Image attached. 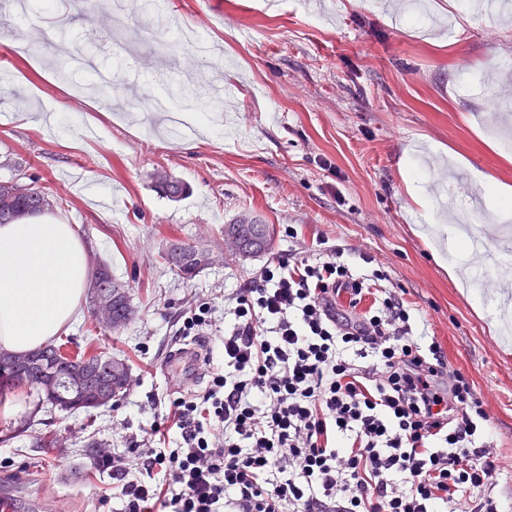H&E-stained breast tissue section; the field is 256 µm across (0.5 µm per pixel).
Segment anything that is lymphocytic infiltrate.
<instances>
[{
	"instance_id": "lymphocytic-infiltrate-1",
	"label": "lymphocytic infiltrate",
	"mask_w": 512,
	"mask_h": 512,
	"mask_svg": "<svg viewBox=\"0 0 512 512\" xmlns=\"http://www.w3.org/2000/svg\"><path fill=\"white\" fill-rule=\"evenodd\" d=\"M383 279L336 247L225 294L224 366L173 401L175 447L96 458L121 512H499L490 414Z\"/></svg>"
}]
</instances>
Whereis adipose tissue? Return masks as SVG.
Segmentation results:
<instances>
[{
    "label": "adipose tissue",
    "instance_id": "ef3b65f1",
    "mask_svg": "<svg viewBox=\"0 0 512 512\" xmlns=\"http://www.w3.org/2000/svg\"><path fill=\"white\" fill-rule=\"evenodd\" d=\"M91 277L72 225L35 215L0 224V347L48 344L75 317Z\"/></svg>",
    "mask_w": 512,
    "mask_h": 512
}]
</instances>
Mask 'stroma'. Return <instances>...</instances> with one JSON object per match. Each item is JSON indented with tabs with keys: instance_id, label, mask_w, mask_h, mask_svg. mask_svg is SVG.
<instances>
[{
	"instance_id": "obj_1",
	"label": "stroma",
	"mask_w": 512,
	"mask_h": 512,
	"mask_svg": "<svg viewBox=\"0 0 512 512\" xmlns=\"http://www.w3.org/2000/svg\"><path fill=\"white\" fill-rule=\"evenodd\" d=\"M0 0V68L13 88L0 92V181L42 190L49 216L75 225L88 258L106 262L136 311L120 332L97 327L90 308L65 326L85 355L124 361L139 385L107 407L38 408L36 391L0 393V506L6 512H119L112 474L92 458L121 456L153 442L177 394L204 391L175 375L170 351L219 350L224 292L274 257L316 261L342 246L363 273L384 271L419 327L441 345L487 404L499 450L493 494L512 512V343L493 305L504 277L480 276L468 255L456 272L440 265L448 218L465 217L488 247L501 213L472 200L471 171L512 188V24L482 20L463 0H426L424 18L399 0H172L179 21L127 0H82L66 31L57 11L18 14ZM200 32L209 54L175 43L178 28ZM92 31L112 35L91 47L96 71L61 77L59 55L89 47ZM168 79H157L159 69ZM233 90L209 133L193 116L214 78ZM166 94L186 115L171 133L168 113L131 122L128 105ZM163 170L187 184L180 199L161 195ZM104 196L95 205L76 179ZM274 229L269 250L241 257L224 226L241 215ZM179 243L209 250L195 277L171 272L160 254ZM211 306L210 335L177 336L175 317L191 299ZM22 412L5 414L6 404ZM54 439L42 447V438Z\"/></svg>"
}]
</instances>
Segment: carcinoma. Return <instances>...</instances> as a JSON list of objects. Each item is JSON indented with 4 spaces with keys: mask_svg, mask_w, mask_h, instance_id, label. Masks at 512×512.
Here are the masks:
<instances>
[{
    "mask_svg": "<svg viewBox=\"0 0 512 512\" xmlns=\"http://www.w3.org/2000/svg\"><path fill=\"white\" fill-rule=\"evenodd\" d=\"M156 187L166 197L176 200L187 192V186L165 171L154 175ZM50 206L45 195L25 184L14 181L0 183V224H9L26 215L40 212ZM257 220L244 215L234 224L224 225L225 246L237 255H255L265 251L271 241L273 228L261 225L260 232L253 239L247 232ZM161 259L170 270L184 278H192L209 263V253L203 249L170 244L161 253ZM91 286L99 289L93 302L92 314L102 327L119 331L134 318L135 310L124 285L112 278L109 266H96ZM61 352V347L46 345L26 353H9L0 350V363L14 365L22 362L25 368L37 376V390L43 397L58 396L66 403L65 410L96 409L112 403V400L126 390L129 373L125 362L110 356L80 354L63 356L59 362L45 354V351ZM92 359L101 368L104 378L111 380L110 389L100 394L98 383L82 375L81 363Z\"/></svg>",
    "mask_w": 512,
    "mask_h": 512,
    "instance_id": "cac0c4a2",
    "label": "carcinoma"
}]
</instances>
